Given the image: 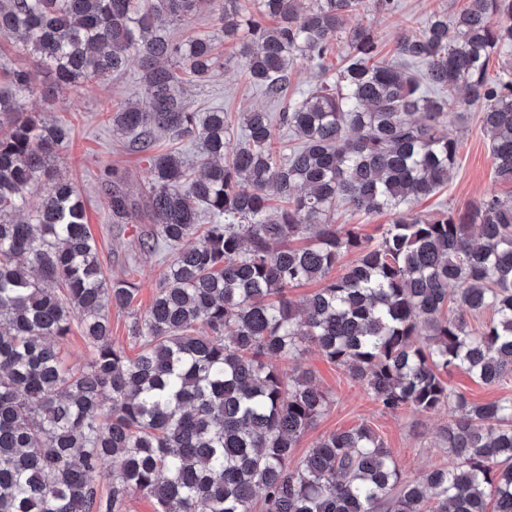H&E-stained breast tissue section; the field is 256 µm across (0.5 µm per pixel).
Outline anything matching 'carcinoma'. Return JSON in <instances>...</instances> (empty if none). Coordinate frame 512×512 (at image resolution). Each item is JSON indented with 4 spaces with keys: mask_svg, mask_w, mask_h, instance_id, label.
Masks as SVG:
<instances>
[{
    "mask_svg": "<svg viewBox=\"0 0 512 512\" xmlns=\"http://www.w3.org/2000/svg\"><path fill=\"white\" fill-rule=\"evenodd\" d=\"M395 0H4L0 39L19 38L51 77L14 70L0 94V512H122L133 494L157 512H512V399L470 403L443 378L512 377V196L422 218L408 206L450 180L458 141L442 126L481 105L495 173L512 182V79L487 78L512 44V0H469L402 33L399 63L344 19ZM206 9L239 44L250 79L279 112L233 125L184 93L224 67L215 32L183 40L167 24ZM345 66L286 98L299 59L324 66L340 34ZM137 60L147 94L112 111L145 155L149 250L171 251L131 357L109 313L135 288L111 281L83 199L57 170L73 129L23 99L116 79ZM425 64L419 73L404 62ZM296 143L276 147L275 129ZM195 147L197 166L180 144ZM388 212L378 239L332 222L336 208ZM112 220L139 219L111 192ZM192 241L186 246L184 242ZM345 273L327 275L343 254ZM326 284L301 310L288 289ZM493 312L482 330L469 317ZM92 347L67 366L73 314ZM345 367L385 411L454 413L448 465L404 477L361 424L295 448L329 407L299 368L309 347ZM112 462L105 494L91 476Z\"/></svg>",
    "mask_w": 512,
    "mask_h": 512,
    "instance_id": "obj_1",
    "label": "carcinoma"
}]
</instances>
